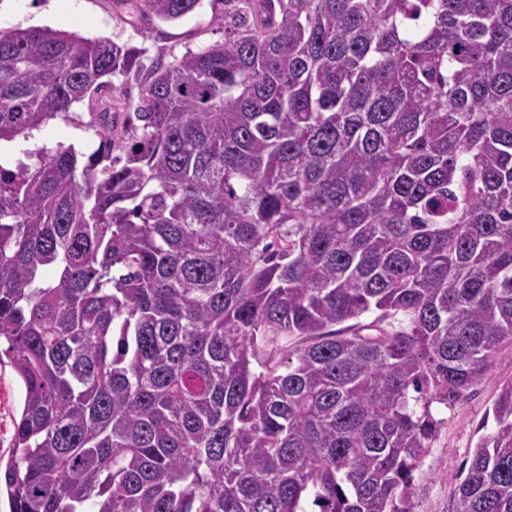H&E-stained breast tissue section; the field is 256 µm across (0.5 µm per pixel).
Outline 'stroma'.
I'll return each mask as SVG.
<instances>
[{"label":"stroma","mask_w":512,"mask_h":512,"mask_svg":"<svg viewBox=\"0 0 512 512\" xmlns=\"http://www.w3.org/2000/svg\"><path fill=\"white\" fill-rule=\"evenodd\" d=\"M222 0H202L192 14L175 22L143 18L131 0H0V30L50 27L85 36H102L136 48L144 60L172 61L186 51L200 50L222 40L214 22ZM89 102L73 104L68 118L49 121L51 139L22 142L20 155L71 145L81 153L92 150L96 138ZM512 380V345H503L492 360L489 380L449 405L432 403L437 422L433 437L414 473L409 512H448L461 471L478 439L496 428L490 411L497 385ZM22 388L10 367L0 366V455L12 451L13 421L20 413Z\"/></svg>","instance_id":"35a3bbf8"}]
</instances>
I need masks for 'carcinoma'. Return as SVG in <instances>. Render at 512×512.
Returning a JSON list of instances; mask_svg holds the SVG:
<instances>
[{"label": "carcinoma", "instance_id": "obj_1", "mask_svg": "<svg viewBox=\"0 0 512 512\" xmlns=\"http://www.w3.org/2000/svg\"><path fill=\"white\" fill-rule=\"evenodd\" d=\"M215 21L224 41L148 67L0 31V142L140 86L123 128L94 113L84 164H0L10 512H407L431 404L512 344V0H224ZM281 337L303 344L275 363ZM492 411L452 512H512V381ZM22 388L9 366H0V455L6 461L12 453L13 421L18 418Z\"/></svg>", "mask_w": 512, "mask_h": 512}]
</instances>
